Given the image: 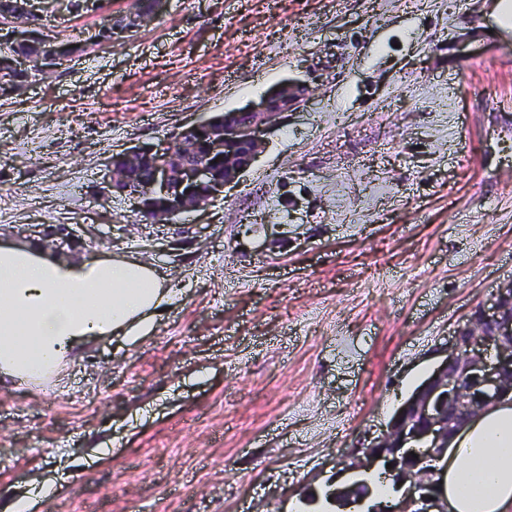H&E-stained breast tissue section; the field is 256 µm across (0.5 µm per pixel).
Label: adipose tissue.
<instances>
[{"label": "adipose tissue", "mask_w": 512, "mask_h": 512, "mask_svg": "<svg viewBox=\"0 0 512 512\" xmlns=\"http://www.w3.org/2000/svg\"><path fill=\"white\" fill-rule=\"evenodd\" d=\"M172 290L129 257L70 260L32 244L0 243V379L26 382L88 340L148 336ZM453 512H512V406L460 430L448 450Z\"/></svg>", "instance_id": "ef3b65f1"}]
</instances>
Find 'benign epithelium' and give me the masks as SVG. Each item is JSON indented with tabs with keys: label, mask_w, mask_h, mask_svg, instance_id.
Segmentation results:
<instances>
[{
	"label": "benign epithelium",
	"mask_w": 512,
	"mask_h": 512,
	"mask_svg": "<svg viewBox=\"0 0 512 512\" xmlns=\"http://www.w3.org/2000/svg\"><path fill=\"white\" fill-rule=\"evenodd\" d=\"M155 13L138 8L111 15L79 42L59 43L36 30L32 0H0V26L16 25L10 39L0 37V61L21 79L3 86L18 92L47 78L56 64L91 46L111 43L122 34L148 25ZM36 45V51L18 48ZM311 90L287 80L252 106L184 125L156 146H132L112 156L109 191L135 200L139 212L154 224L204 211L239 181L264 150L265 132L283 114L299 109ZM150 171L143 182L138 175ZM442 359L394 412L386 429L355 455L352 469H384L393 489L407 486L399 508L372 505L365 512H448L442 495V472L448 467V445L466 424L501 401L512 402V283L478 304L470 317L441 346ZM362 480L339 492L351 503L369 498Z\"/></svg>",
	"instance_id": "obj_1"
}]
</instances>
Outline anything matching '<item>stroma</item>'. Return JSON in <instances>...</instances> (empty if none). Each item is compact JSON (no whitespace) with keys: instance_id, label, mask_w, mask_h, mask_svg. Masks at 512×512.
I'll use <instances>...</instances> for the list:
<instances>
[{"instance_id":"stroma-1","label":"stroma","mask_w":512,"mask_h":512,"mask_svg":"<svg viewBox=\"0 0 512 512\" xmlns=\"http://www.w3.org/2000/svg\"><path fill=\"white\" fill-rule=\"evenodd\" d=\"M154 21L0 95V240L68 224L176 297L0 389V512H300L512 283V30L495 0H159ZM101 21L54 0L62 41ZM299 79L207 212L144 221L113 154ZM64 485L59 483L51 482L46 484L40 494L27 493L26 495L20 496L10 506L11 512H31V509L35 506L36 501L44 500L49 497L55 498L63 494Z\"/></svg>"}]
</instances>
